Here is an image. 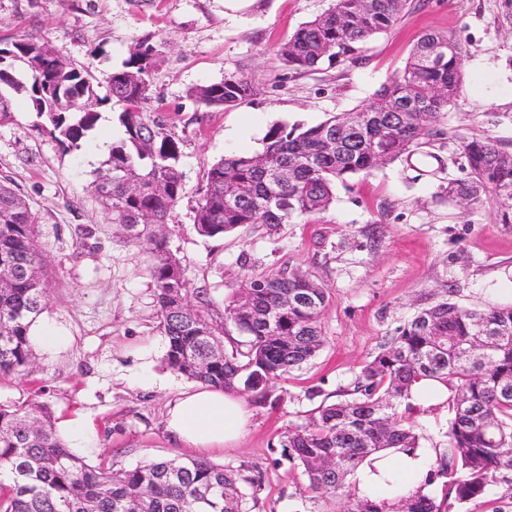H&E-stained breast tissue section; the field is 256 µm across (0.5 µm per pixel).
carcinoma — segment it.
Segmentation results:
<instances>
[{"mask_svg": "<svg viewBox=\"0 0 512 512\" xmlns=\"http://www.w3.org/2000/svg\"><path fill=\"white\" fill-rule=\"evenodd\" d=\"M412 0H334L331 8L299 26L282 48L295 71L323 62L356 63L363 44L387 32ZM0 71L13 57L30 56L25 75L0 74V121L11 118L14 93L66 149H79L100 119L105 102L122 106L124 137L110 146L94 187L107 220L121 225L151 258L150 275L166 337L164 362L180 376L221 390L238 389L257 404L275 402L271 384L316 357L324 345L321 316L327 290L283 268L251 277L215 318L213 300L191 288L165 237L141 216L167 224L184 195L177 140L142 112L153 46L136 49L123 69L110 74L109 95L96 96L94 77L33 38L0 44ZM466 50L440 32H429L404 67L348 113L309 127L272 126L255 154H231L204 174L195 228L222 238L242 226L286 224L314 216L333 202L336 186L397 160L412 165L425 141L443 134L445 112L462 93ZM190 95L206 108H235L253 95L243 74L231 71ZM355 122L351 141L327 145V136ZM466 180L445 188L449 201L475 203L485 196L512 210V160L491 138L461 139ZM289 168L286 179L276 176ZM179 274H173V269ZM0 269L13 274L0 288V377L20 375L35 360L31 325L48 304L46 270L38 243V216L7 180H0ZM244 340L226 352V325ZM448 390L443 448L424 483L399 500L393 512H453L503 485L512 490V305L467 309L441 299L399 326L361 370L352 397L317 408L308 421L279 436L280 461L301 469L303 492L336 503L343 512H388L386 501L361 496L350 475L385 448L414 452L422 436L409 402L421 379ZM241 480L204 458L150 459L114 468L92 465L73 453L56 432L46 404L26 400L0 405V512H247Z\"/></svg>", "mask_w": 512, "mask_h": 512, "instance_id": "obj_1", "label": "carcinoma"}]
</instances>
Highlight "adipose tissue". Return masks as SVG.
<instances>
[{
  "mask_svg": "<svg viewBox=\"0 0 512 512\" xmlns=\"http://www.w3.org/2000/svg\"><path fill=\"white\" fill-rule=\"evenodd\" d=\"M250 412L240 392L222 391L205 385L182 393L167 412L165 428L176 440L200 453L236 445L246 434ZM433 449L410 454L389 448L362 463L352 481L360 495H382L388 504L414 494L430 468Z\"/></svg>",
  "mask_w": 512,
  "mask_h": 512,
  "instance_id": "adipose-tissue-1",
  "label": "adipose tissue"
}]
</instances>
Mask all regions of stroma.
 Masks as SVG:
<instances>
[{
	"label": "stroma",
	"mask_w": 512,
	"mask_h": 512,
	"mask_svg": "<svg viewBox=\"0 0 512 512\" xmlns=\"http://www.w3.org/2000/svg\"><path fill=\"white\" fill-rule=\"evenodd\" d=\"M333 0H0V40L30 36L72 65L105 79L132 49L154 46L143 110L180 142L185 194L172 210L168 246L193 287L224 305L241 281L295 268L326 288L325 344L319 355L276 383L275 406L252 405L237 446L211 462L238 477L259 478L247 512H328L303 496L300 469L279 462L278 437L320 404L352 390L362 367L417 308L443 296L464 307L512 304V223L498 204L463 207L441 194L467 178L461 137H489L512 152V0H413L388 32L368 40L355 64H321L296 72L279 49ZM438 31L467 51L462 94L449 107L445 133L430 150L442 161L431 176L402 162L337 186L330 208L287 224L247 225L219 239L194 227L207 169L232 153H256L273 125L320 123L351 111L403 68L425 33ZM243 73L254 95L231 110L206 108L193 87ZM119 106L102 105L80 149L66 151L42 131L24 98L0 122V178L11 180L36 213L49 272L50 301L41 319L67 345L38 355L21 376L0 380V404L33 397L54 416L82 413L93 425L90 461L118 468L148 459L196 457L173 441L165 414L191 381L163 364L150 257L125 230L108 223L92 183L123 136Z\"/></svg>",
	"instance_id": "1"
}]
</instances>
